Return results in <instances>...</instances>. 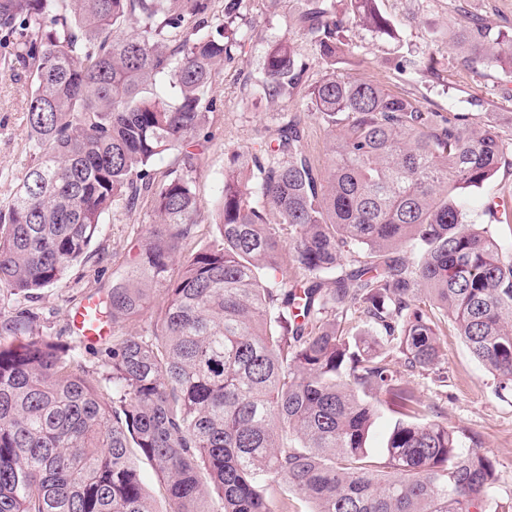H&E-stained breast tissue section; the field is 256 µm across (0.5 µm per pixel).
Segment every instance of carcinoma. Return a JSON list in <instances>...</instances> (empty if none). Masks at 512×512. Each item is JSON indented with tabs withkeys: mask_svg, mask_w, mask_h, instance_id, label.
Here are the masks:
<instances>
[{
	"mask_svg": "<svg viewBox=\"0 0 512 512\" xmlns=\"http://www.w3.org/2000/svg\"><path fill=\"white\" fill-rule=\"evenodd\" d=\"M244 0H0V35L28 74L35 161L0 209V282L31 297L82 260L112 207L148 199L156 218L139 260L101 298L114 326L96 352L106 399L34 314L0 320V512H483L494 461L433 420L411 385L434 368L453 325L512 392V260L469 220L465 190L512 152L473 114L429 110L380 85L336 76L348 52L335 0H310L266 50L258 93L292 98L312 58L326 74L306 108L332 136L327 165L300 121L231 155L219 238L187 249L193 180L157 179L208 122V87L234 59ZM354 19L391 23L376 0ZM472 56L512 66V42L448 33ZM181 259L178 276L170 274ZM299 272L284 274L285 262ZM142 333L116 326L139 317ZM396 414L379 457L366 447L382 407Z\"/></svg>",
	"mask_w": 512,
	"mask_h": 512,
	"instance_id": "1",
	"label": "carcinoma"
}]
</instances>
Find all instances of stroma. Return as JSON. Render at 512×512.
Returning a JSON list of instances; mask_svg holds the SVG:
<instances>
[{"label":"stroma","mask_w":512,"mask_h":512,"mask_svg":"<svg viewBox=\"0 0 512 512\" xmlns=\"http://www.w3.org/2000/svg\"><path fill=\"white\" fill-rule=\"evenodd\" d=\"M307 3L244 0L241 26L248 39L208 88L214 109L194 148L197 242L213 240L217 235L215 212L231 152L260 141L284 116H303L308 153L319 165L328 162L330 136L308 116L302 97L275 106L255 98V84L268 44L285 37L297 47H305L295 16ZM377 7L396 28V37L371 32L353 22L352 12H345L348 24L344 37L350 52L338 66L342 76L379 83L438 112L494 117L504 130L512 132V66L466 63L447 37L449 28L468 26L477 20L493 32L512 38V0H377ZM427 57L434 60L432 69L414 68V61ZM28 88L22 71L0 66V205L11 200L34 162L27 130ZM504 197L512 199V156L493 179L467 194L475 222L491 224L503 255L510 257L512 223L492 224L485 212L489 202ZM153 222L149 202L131 209L113 207L104 215L86 256L68 271L60 286L44 289L37 299L30 300L1 284L0 314L32 310L36 315L35 333L74 344L82 375L94 384H102L101 359L78 344L71 329V314L87 295L108 290L123 277L141 251ZM413 385L426 403L438 407L439 423L465 432L468 446H481L495 462L497 481L486 512H512V396L497 394L496 377L473 358L453 329L441 340L437 368L415 377Z\"/></svg>","instance_id":"35a3bbf8"}]
</instances>
